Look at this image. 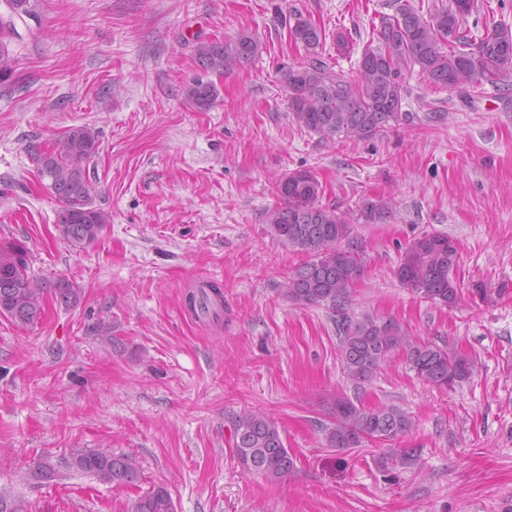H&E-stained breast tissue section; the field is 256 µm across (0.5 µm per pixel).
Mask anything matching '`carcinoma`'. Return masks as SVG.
Returning <instances> with one entry per match:
<instances>
[{"mask_svg":"<svg viewBox=\"0 0 512 512\" xmlns=\"http://www.w3.org/2000/svg\"><path fill=\"white\" fill-rule=\"evenodd\" d=\"M10 15L0 17V35L16 33L14 19L34 16L31 0H5ZM474 10V0H453L429 17L418 13L410 0H399L395 14L381 18L376 27V44L363 50L355 78L336 70L319 52L326 33L301 14L288 25L294 42L303 46L306 58L281 69L288 90V105L295 122L325 141L370 140L397 127L409 118L402 111L406 74L419 68L429 83L452 89L489 83L499 87L512 76V30L504 26L483 28L479 35L461 31L463 20ZM261 45L242 34L218 44L201 42L196 56L202 68L217 75L230 72L259 56ZM218 96L215 85L200 79L186 89V97L199 109L208 108ZM46 188L58 198L56 230L74 249L95 243L110 215L93 205L95 187L88 166L98 152L94 133L85 126L68 129L46 149L29 146ZM282 204L268 213L276 238L286 247L310 260L289 277L285 292L298 305L329 304L336 309L344 371L357 388L370 384L397 352L418 378L436 388H450L469 379L470 357L454 347H440L411 335L392 318L366 316L352 320L345 312L351 289L364 272L361 247L353 240L354 224L345 212L320 202L322 184L309 169L288 172L276 184ZM388 201L364 205L360 218L366 224H384L391 217ZM347 247H342V242ZM458 250L445 236L423 234L405 248L396 275L405 288L425 300L451 306L458 300L453 277ZM68 305L79 292L66 280L48 284L29 274L25 247L0 244V316L21 326H32L44 313L47 294ZM190 310L215 321L224 313V297L218 285L202 283L187 298ZM413 426L411 417L395 405L373 409L349 399H336L331 427L325 434L329 447L354 448L371 441H391ZM231 445L243 470L270 480H281L294 469L279 426L262 412L252 411L232 423ZM417 449L403 448L383 466H410ZM65 464L108 484L127 483L137 477L132 461L89 448L71 449ZM56 466L47 457L33 462L27 478L49 480ZM134 512H175L170 492L156 485L140 496Z\"/></svg>","mask_w":512,"mask_h":512,"instance_id":"obj_1","label":"carcinoma"}]
</instances>
